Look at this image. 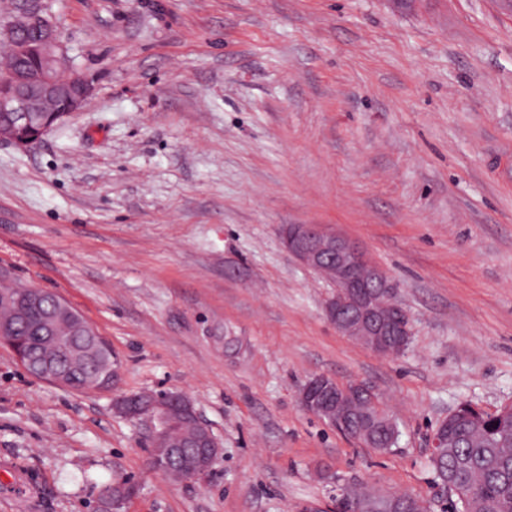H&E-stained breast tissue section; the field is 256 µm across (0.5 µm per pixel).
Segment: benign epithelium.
I'll return each mask as SVG.
<instances>
[{
  "mask_svg": "<svg viewBox=\"0 0 512 512\" xmlns=\"http://www.w3.org/2000/svg\"><path fill=\"white\" fill-rule=\"evenodd\" d=\"M29 27L40 31L34 48L37 63L32 68L18 70L0 88V112H9L12 120L0 124V143L19 147L30 146L67 117L80 111L94 91L93 78L72 73L66 80L58 72L72 68L66 47L57 30L35 7L33 0L23 3L19 12L0 24V37L10 40L14 34ZM288 252L303 266L325 276L335 287L327 301L324 314L336 330L349 336L378 354H401L407 347L411 329L399 305L393 299L394 290L387 276L372 265L365 251L353 240L321 224H290L283 230ZM25 310L45 311L41 330L64 339L69 352H79L87 344L101 346L97 329L76 314L57 294L36 286L21 288ZM0 339L11 347L18 362L28 374L58 386L67 387L69 372L56 361H33L25 339L11 335L0 327ZM300 406L319 417L324 415L344 424L363 415L362 424L350 437L371 447V438L379 429L381 410L369 391L361 384L340 385L326 376L309 380L299 393ZM115 411L129 418L141 419L150 426L153 446L164 448L162 455L149 456V467L165 472L174 460L186 462L188 478L196 479L207 471V465L221 451V444L212 431L191 438L189 447L197 449L196 457L188 460L183 453L170 449V434L182 420L202 423L191 401L181 393H165L149 400L135 395H120L114 399ZM407 495L388 494L382 500L366 491L349 503L347 512H400Z\"/></svg>",
  "mask_w": 512,
  "mask_h": 512,
  "instance_id": "benign-epithelium-1",
  "label": "benign epithelium"
}]
</instances>
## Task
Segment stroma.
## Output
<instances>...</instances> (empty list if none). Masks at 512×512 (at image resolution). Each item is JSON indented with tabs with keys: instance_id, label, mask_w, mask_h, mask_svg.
I'll return each mask as SVG.
<instances>
[{
	"instance_id": "35a3bbf8",
	"label": "stroma",
	"mask_w": 512,
	"mask_h": 512,
	"mask_svg": "<svg viewBox=\"0 0 512 512\" xmlns=\"http://www.w3.org/2000/svg\"><path fill=\"white\" fill-rule=\"evenodd\" d=\"M95 92L0 143V272L110 343L113 391L29 376L0 342V512H333L344 490L436 498L430 435L512 404V15L497 0H43ZM324 224L385 272L412 328L383 357L326 319L282 244ZM369 386L382 452L304 411ZM185 394L223 444L174 482L115 395Z\"/></svg>"
}]
</instances>
